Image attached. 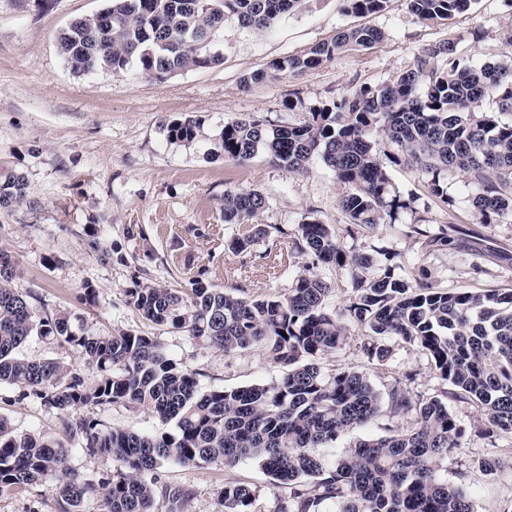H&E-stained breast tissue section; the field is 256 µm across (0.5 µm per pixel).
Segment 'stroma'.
<instances>
[{"mask_svg":"<svg viewBox=\"0 0 512 512\" xmlns=\"http://www.w3.org/2000/svg\"><path fill=\"white\" fill-rule=\"evenodd\" d=\"M107 0H0V174L24 177L23 203L0 209V252L13 263L12 288L30 294L36 310L68 313L74 325L106 334L148 332L167 354L195 372L201 387L227 390L268 384L282 369L266 350L224 354L166 326L147 325L127 304L130 290L148 284L189 288L191 281L242 297L284 292L300 274H317L330 285V309L353 296L351 267H323L308 253L293 251L298 224L314 217L343 229L337 201L344 192L333 172L313 159L306 172L276 166L264 157L237 163L218 155L224 124L252 117L268 126L302 120L310 107L332 103L363 86H377L409 68L425 49L452 42L463 61L480 64L508 52L502 29L512 24L507 0H476L446 24H422L406 0H388L369 24L386 34L371 49L349 50L320 67L243 84L245 75L274 59L304 51L337 28L359 24L341 0H302L264 31L229 21L215 40L220 64L169 76L164 82L129 68L121 74L74 73L59 53L57 35L72 20L101 11ZM197 119L189 143L167 136L170 123ZM402 200L395 223L344 236L347 252L385 249L402 271L425 266L432 281L449 291L512 292V221L476 224L460 172L449 173L453 207L430 202L418 174L390 171ZM254 189L266 198L259 214L267 234L245 251L231 248L245 224L224 221V193ZM431 230L446 228L447 250L426 254L409 235L414 219ZM93 296H86V289ZM364 334L352 327L342 350L326 356V372L354 369L367 374L380 392L406 379L413 396H443L450 385L431 369L423 352L391 341L385 365L368 362L359 350ZM110 427L159 432L165 425L150 410L122 404L98 407ZM0 415L20 432L53 436L56 411L25 396L22 387L0 384ZM491 459L494 474L477 460ZM437 474L463 487L477 512H512V434L475 440L439 462ZM162 484L189 497L182 512H218L217 491L227 484L251 487L254 512H278L288 488L273 485L257 462L222 466L164 465ZM53 485L0 496V512H55Z\"/></svg>","mask_w":512,"mask_h":512,"instance_id":"obj_1","label":"stroma"}]
</instances>
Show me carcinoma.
<instances>
[{
    "label": "carcinoma",
    "mask_w": 512,
    "mask_h": 512,
    "mask_svg": "<svg viewBox=\"0 0 512 512\" xmlns=\"http://www.w3.org/2000/svg\"><path fill=\"white\" fill-rule=\"evenodd\" d=\"M350 14L382 12L387 0H342ZM301 0H110L100 12L79 18L57 38L61 55L77 72L121 73L135 65L158 82L178 72L220 61L214 41L233 19L266 30ZM474 0H407L422 24L449 21ZM374 25L344 27L306 50L273 59L244 84L269 76L315 69L336 55L382 44ZM447 55L441 67L436 59ZM512 115V56L464 65L453 46L432 47L397 78L362 86L330 105L314 108L299 123L268 128L254 119L224 124L217 145L243 163L262 154L291 172H304L314 157L347 191L338 206L345 232L382 224L406 207L390 168L404 166L425 179L429 197L448 207L445 174L463 173L473 223L512 218V121L478 111ZM200 123L186 118L168 126L172 141H192ZM387 144L391 150L382 151ZM26 183L0 178V208L20 204ZM257 190L224 193V223L248 224L265 208ZM426 252L448 248V231L409 225ZM267 235L261 225L233 241L244 250ZM295 249L327 267L357 270L354 297L344 311L328 309L329 284L318 274L297 276L286 292L251 299L200 282L190 292L146 285L128 294L141 317L167 325L226 354L267 349L283 368L270 384L233 390L203 389L161 348L156 337L116 331L92 334L72 326L65 313L34 310L29 295L9 286L10 257L0 253V383L21 384L28 395L57 411L64 439L18 432L0 416V494L52 483L56 512H81L101 501V512H159L181 493L159 485L165 464L232 465L257 462L276 483L288 485L279 512H476L460 487L436 475L438 462L462 448L466 435L492 439L512 434V292H450L434 286L424 267L395 273V254H349L328 224L309 218L298 225ZM365 330L363 355L382 363L389 341L415 346L431 368L481 408L480 426L469 433L439 397L414 399L401 381L387 396L363 373H327L321 360L347 344L351 325ZM33 336L66 344L96 371L88 383L62 362L21 353ZM113 403L147 408L171 431L139 433L106 426L91 409ZM401 423L394 434L362 440L329 459L318 452L381 414ZM107 457L117 475L94 479L69 466V455ZM220 512H252L255 492L242 484L218 491Z\"/></svg>",
    "instance_id": "obj_1"
}]
</instances>
